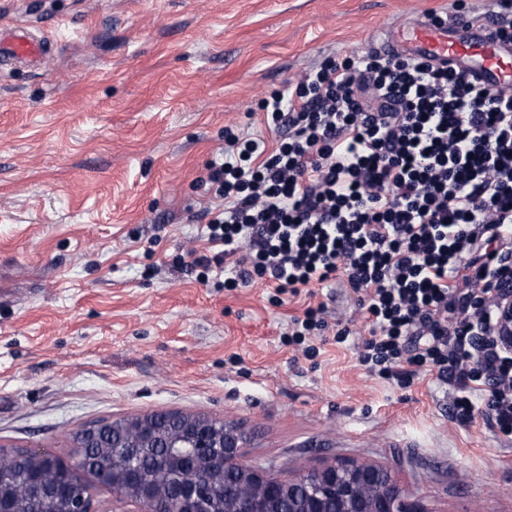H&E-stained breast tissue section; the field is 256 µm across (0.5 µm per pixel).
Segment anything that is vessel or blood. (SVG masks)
Returning <instances> with one entry per match:
<instances>
[{"instance_id": "b4317fda", "label": "vessel or blood", "mask_w": 512, "mask_h": 512, "mask_svg": "<svg viewBox=\"0 0 512 512\" xmlns=\"http://www.w3.org/2000/svg\"><path fill=\"white\" fill-rule=\"evenodd\" d=\"M54 44L47 38L30 37L25 28L0 29V58L40 61ZM385 52L425 56L436 63H449L486 87L497 85L504 76H512V47H502L482 25L455 22L436 25L422 19L406 32L383 41Z\"/></svg>"}]
</instances>
